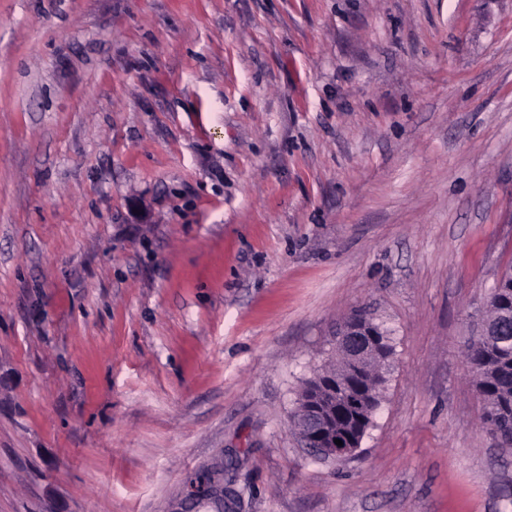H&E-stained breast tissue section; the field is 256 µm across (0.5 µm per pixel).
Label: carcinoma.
<instances>
[{"label": "carcinoma", "instance_id": "1", "mask_svg": "<svg viewBox=\"0 0 512 512\" xmlns=\"http://www.w3.org/2000/svg\"><path fill=\"white\" fill-rule=\"evenodd\" d=\"M486 317L503 334L493 340L474 338L465 357L473 373L474 386L483 399V422L501 447L512 449V317L503 318L495 305L486 310ZM367 390L380 402L386 375L382 363L373 361L365 372Z\"/></svg>", "mask_w": 512, "mask_h": 512}]
</instances>
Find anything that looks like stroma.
I'll return each mask as SVG.
<instances>
[{
  "label": "stroma",
  "mask_w": 512,
  "mask_h": 512,
  "mask_svg": "<svg viewBox=\"0 0 512 512\" xmlns=\"http://www.w3.org/2000/svg\"><path fill=\"white\" fill-rule=\"evenodd\" d=\"M512 262V0H0V512H512L464 359ZM366 310L354 455L290 415ZM333 336H340L334 347L343 356L337 354L321 372L340 374L343 371L341 377L360 376L377 352V331L369 329L361 320L356 319L349 324L345 323L337 332L335 329ZM382 365L384 363L373 361L365 372L367 390L377 404L387 381ZM222 465L200 470L187 480L181 508L178 512H190L188 511L189 505L202 500L216 502L219 507L216 512L224 511V466ZM205 475L208 477L211 475L212 480L207 481Z\"/></svg>",
  "instance_id": "35a3bbf8"
}]
</instances>
